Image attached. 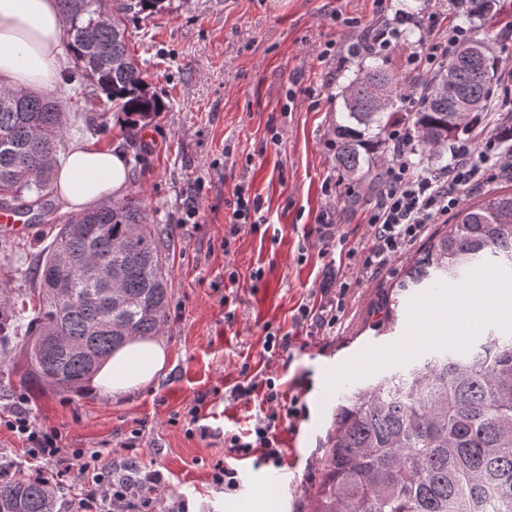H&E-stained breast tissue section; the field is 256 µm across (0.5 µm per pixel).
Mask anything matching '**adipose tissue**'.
<instances>
[{"label":"adipose tissue","mask_w":512,"mask_h":512,"mask_svg":"<svg viewBox=\"0 0 512 512\" xmlns=\"http://www.w3.org/2000/svg\"><path fill=\"white\" fill-rule=\"evenodd\" d=\"M66 25L59 0H0V80L15 90L52 88L62 63ZM128 181L124 159L92 141L73 144L57 172L58 203L79 214L122 194ZM163 339L134 337L116 350L90 379L93 392L118 398L149 385L164 368Z\"/></svg>","instance_id":"adipose-tissue-1"}]
</instances>
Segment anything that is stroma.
<instances>
[{"mask_svg": "<svg viewBox=\"0 0 512 512\" xmlns=\"http://www.w3.org/2000/svg\"><path fill=\"white\" fill-rule=\"evenodd\" d=\"M337 11L375 20L373 0H162L153 13L128 17L130 52L164 110L127 131L111 105L88 95L66 106V142L93 140L124 153L127 190L139 192L162 233L170 300L160 335L168 360L150 385L118 399L53 387L16 368L24 357L22 315L0 354V416L25 407L37 425L61 431L65 447L101 451L117 474L160 470L158 497L187 495L194 512H242L267 489L278 495V512H309L340 398L337 375L347 374L353 388L437 354L473 351L491 330L512 337V322L493 319L455 339L432 338L429 308L448 295L429 287L405 295L394 321L381 304L362 310L370 292L392 291L400 259L373 278L351 280L341 327L313 334L296 322L299 305L318 307L336 294L335 240L360 242L361 212L374 200L367 179L347 175L336 160L343 92L361 68L356 58L318 56L324 43L341 47L355 37L336 26ZM292 81L299 93L289 106L283 93ZM90 120L105 133L86 130ZM242 181L260 195L266 221L228 243L226 201ZM190 210L195 221L187 224ZM325 212L331 225L317 221ZM57 231L37 224L26 237L0 238V294H25L32 307L33 273ZM255 270L261 279H252ZM360 321L370 347L356 362L342 347ZM270 330L287 339L273 356L263 350ZM253 376L277 377L304 412L279 417L282 465L240 462L241 488L226 494L210 479L226 455L225 432H247L268 412L259 398L245 404L226 396ZM199 401L206 429L186 431L181 419Z\"/></svg>", "mask_w": 512, "mask_h": 512, "instance_id": "35a3bbf8", "label": "stroma"}]
</instances>
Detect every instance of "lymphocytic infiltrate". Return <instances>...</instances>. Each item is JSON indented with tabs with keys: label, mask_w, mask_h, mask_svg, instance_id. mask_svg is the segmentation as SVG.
I'll use <instances>...</instances> for the list:
<instances>
[{
	"label": "lymphocytic infiltrate",
	"mask_w": 512,
	"mask_h": 512,
	"mask_svg": "<svg viewBox=\"0 0 512 512\" xmlns=\"http://www.w3.org/2000/svg\"><path fill=\"white\" fill-rule=\"evenodd\" d=\"M378 20L361 27L357 18L336 14L338 27L359 30L356 40L345 45L348 56L366 49L385 56L396 50V38L401 27L434 29L436 20H422L396 11L392 0H374ZM469 27L455 24L448 28V38L428 50H412L407 65L430 77H437L452 49L468 38ZM388 162L376 189L375 200L363 213L367 235L360 246L349 248L348 256L355 262L343 266L338 275L350 280L355 275H374L391 261L405 256L428 231L431 224L460 203L462 190L491 184L499 180L512 181V149L505 148L501 139L478 129L456 138L449 146L447 168L433 169L416 163L421 149L414 131L406 121L391 125L386 138ZM228 205L232 217L224 232L225 239L236 238L246 228L262 223V200L252 194L248 184L236 185ZM263 399L272 411L247 432L224 435V448L238 460H255L256 464L282 465L284 450L276 435L277 408L282 394L274 378L264 380ZM19 438L27 441L33 458L50 465L59 481L81 476L78 494L71 499L67 512H156L155 491L163 481L160 471L149 470L137 477L113 473L111 464L102 460L100 452L70 450L62 444L57 429L36 426L29 416L17 413L0 422Z\"/></svg>",
	"instance_id": "lymphocytic-infiltrate-1"
}]
</instances>
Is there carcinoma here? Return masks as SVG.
Returning <instances> with one entry per match:
<instances>
[{
	"label": "carcinoma",
	"instance_id": "1",
	"mask_svg": "<svg viewBox=\"0 0 512 512\" xmlns=\"http://www.w3.org/2000/svg\"><path fill=\"white\" fill-rule=\"evenodd\" d=\"M68 27L64 50L74 60L66 76L70 98L105 97L130 128L162 109L130 54L128 15L156 9L160 0H122L120 17L104 19L102 0H60ZM473 39L448 56L439 79L418 75L421 107L411 113L420 145L433 155L468 130L490 99L500 63L490 40L472 53ZM371 59L345 90L348 124L336 126L338 162L354 175L374 153L371 136L399 118L397 76ZM453 81L473 103L467 114L439 93ZM69 131L64 105L31 91L0 87V192L6 209L30 223L58 226L39 261L32 289L37 303L25 327L27 370L51 385L82 386L130 336H154L167 321L168 279L163 242L137 195L105 202L76 216L57 214L52 173ZM454 222L434 233L405 266L398 291L456 280L486 259L512 269V190L494 191L460 207ZM68 259L81 274L68 298L57 296L54 272ZM120 274L112 301L84 274L87 260ZM16 306L0 299V341L14 330ZM312 493V512H512V339L489 330L468 354L433 356L405 372L355 388L336 406ZM0 512H62L49 483L11 471L0 461Z\"/></svg>",
	"mask_w": 512,
	"mask_h": 512
}]
</instances>
